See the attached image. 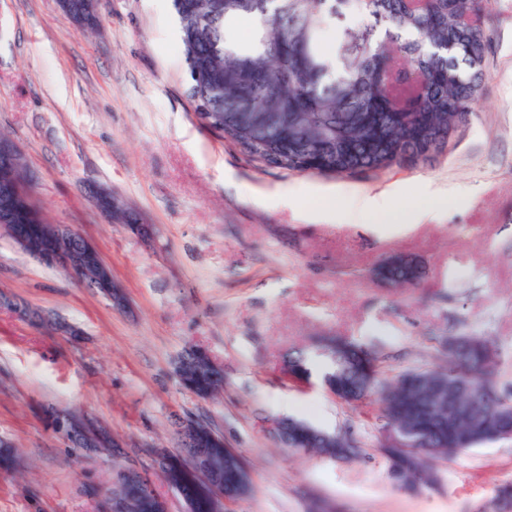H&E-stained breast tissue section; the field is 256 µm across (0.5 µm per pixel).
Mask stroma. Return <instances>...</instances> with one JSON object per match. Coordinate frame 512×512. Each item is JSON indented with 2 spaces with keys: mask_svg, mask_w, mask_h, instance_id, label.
Returning a JSON list of instances; mask_svg holds the SVG:
<instances>
[{
  "mask_svg": "<svg viewBox=\"0 0 512 512\" xmlns=\"http://www.w3.org/2000/svg\"><path fill=\"white\" fill-rule=\"evenodd\" d=\"M81 31L57 0H0V134L35 177L49 222L91 241L125 304L111 305L0 234V512H105L103 490L134 468L186 512L155 466L179 455L174 419L208 424L245 459L248 496L230 512H472L512 483V440L438 461V486L390 479L372 400L341 403L283 373L296 347L343 336L382 351L390 372L431 365L437 336L492 339L512 386V0L483 17L492 42L482 94L443 156L356 177L287 173L247 159L200 124L171 0H99ZM116 196L143 238L111 222ZM442 212L425 213L434 192ZM384 199L393 224L347 221ZM419 261L417 287L388 291V259ZM205 349L224 389L202 399L176 364ZM83 413L120 455L74 450L44 410ZM285 417L356 438L370 460L328 462L281 447Z\"/></svg>",
  "mask_w": 512,
  "mask_h": 512,
  "instance_id": "stroma-1",
  "label": "stroma"
}]
</instances>
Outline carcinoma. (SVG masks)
Returning a JSON list of instances; mask_svg holds the SVG:
<instances>
[{"mask_svg":"<svg viewBox=\"0 0 512 512\" xmlns=\"http://www.w3.org/2000/svg\"><path fill=\"white\" fill-rule=\"evenodd\" d=\"M68 15L82 29L97 26L98 14L87 0H68ZM187 75L188 95L202 125L236 145L249 160L289 173L355 177L393 166L417 165L448 145V128L470 115L482 87L488 41L485 31L469 28L465 18L474 0H172ZM248 20L251 42L231 46L228 24ZM334 30L330 48L323 45ZM0 212L16 231L43 245L49 225L25 200H0ZM88 288L112 297L111 276L81 274ZM288 374L311 385L335 383L344 366L366 367L356 377L364 385L345 403L378 394L375 403L382 429H406L405 448H381L391 479L414 491L435 484L431 460L501 441V423L512 425V392L497 389L493 380L498 349L484 336H457L448 344L447 362L417 368L381 381V359L373 347L341 337L312 348H299L288 359ZM177 372L181 385L199 397L215 395L222 373L209 357L190 349ZM466 379L474 386L475 405L459 422L448 426V412L439 404V384ZM80 448L82 417L66 412L53 417ZM294 448L331 461L341 449L356 448L347 435L308 437L319 428L294 419ZM196 438L224 479L244 475L245 463L224 448V437L197 425ZM174 489L199 484V474L179 462L164 473ZM128 512H155L156 497L138 474L123 489ZM492 512H512V484L499 485L486 503Z\"/></svg>","mask_w":512,"mask_h":512,"instance_id":"obj_1","label":"carcinoma"}]
</instances>
